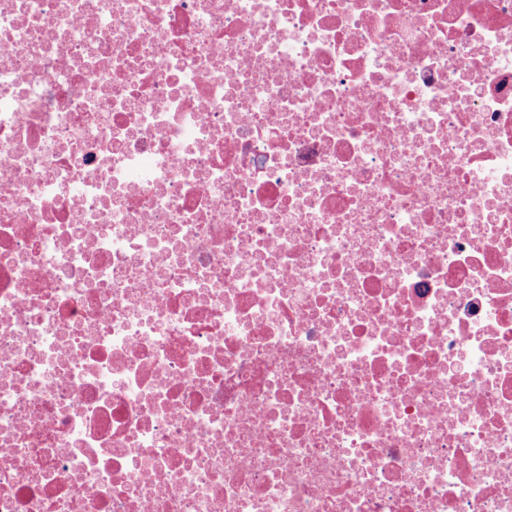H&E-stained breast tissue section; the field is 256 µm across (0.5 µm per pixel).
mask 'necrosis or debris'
<instances>
[{
	"mask_svg": "<svg viewBox=\"0 0 512 512\" xmlns=\"http://www.w3.org/2000/svg\"><path fill=\"white\" fill-rule=\"evenodd\" d=\"M0 512H512V0H0Z\"/></svg>",
	"mask_w": 512,
	"mask_h": 512,
	"instance_id": "necrosis-or-debris-1",
	"label": "necrosis or debris"
}]
</instances>
